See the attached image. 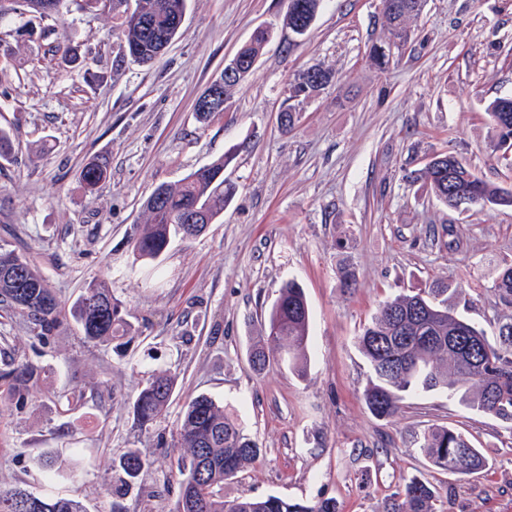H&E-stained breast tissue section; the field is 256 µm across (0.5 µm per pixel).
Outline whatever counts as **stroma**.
Instances as JSON below:
<instances>
[{
	"label": "stroma",
	"instance_id": "1",
	"mask_svg": "<svg viewBox=\"0 0 512 512\" xmlns=\"http://www.w3.org/2000/svg\"><path fill=\"white\" fill-rule=\"evenodd\" d=\"M287 11L288 0H191L183 35L150 66L121 58L110 11L76 0L55 18L0 21V128L11 142L0 245L37 265L64 305L91 280L107 282L131 326L108 351L71 328L45 346L22 311L0 310V365L22 352L42 369L35 401L0 398V489L53 492L88 512H172L179 412L204 393L261 448L254 467L225 481V499L332 497L338 512H384L417 476L437 489L438 512H512V425L441 392L407 396L396 419L375 417L356 344L379 303L435 282L488 338L512 321L492 291L512 266V207L451 209L420 177L450 153L512 189L485 112L512 95V0H426L383 71L367 59L386 38L380 0H325L297 46ZM259 28L271 35L253 75L201 126L198 99ZM315 65L339 80L282 132L288 81ZM228 153L236 192L218 221L158 260L136 259L131 241L154 188ZM93 157L110 178L91 194L79 175ZM290 279L311 313L307 375L277 362L256 374L249 347ZM165 369L178 374L167 417L138 430L137 383ZM435 425L466 433L489 469H432L411 435ZM128 448L154 465L117 501L113 463Z\"/></svg>",
	"mask_w": 512,
	"mask_h": 512
}]
</instances>
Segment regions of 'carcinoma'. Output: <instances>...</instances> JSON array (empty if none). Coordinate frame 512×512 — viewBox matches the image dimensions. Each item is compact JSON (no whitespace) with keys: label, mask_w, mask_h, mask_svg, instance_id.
<instances>
[{"label":"carcinoma","mask_w":512,"mask_h":512,"mask_svg":"<svg viewBox=\"0 0 512 512\" xmlns=\"http://www.w3.org/2000/svg\"><path fill=\"white\" fill-rule=\"evenodd\" d=\"M112 0L113 28L118 31L123 55L153 64L164 50L183 35L189 0H134V8H120ZM323 0H288L286 25L302 41L316 19ZM41 0H0V21L9 14L35 15ZM424 0H382L388 41L370 47L373 66L384 69L393 58L392 47L411 37L410 23ZM266 29H257L228 61L241 65L240 77L222 79L212 87L229 92L250 77L268 40ZM336 74L322 66L310 67L288 86L292 104L282 110L280 127L289 132L299 116V105L334 84ZM497 132L496 147L512 148V96L497 98L487 107ZM220 157L188 174L174 185L161 184L143 204L146 220L133 249L138 257L155 260L172 238L195 237L224 213L233 189L226 186ZM107 168L95 159L81 170V183L93 192L103 185ZM422 178L435 197L448 207H512V190L479 177L455 156L441 154L422 169ZM499 300L512 304V267L502 269L493 281ZM0 304L23 310L30 331L42 344L61 330L65 315L75 321L84 338L107 348L127 323L121 304L103 281L83 288L70 308L58 301L42 272L15 251L0 245ZM310 312L304 288L290 279L282 284L265 317L264 335L250 347L249 362L261 374L277 360L306 375L310 343ZM358 347L370 367L362 399L371 414L393 419L402 412L405 393L446 391L465 405L512 424V322L499 326L492 344L481 329L448 305V287L436 285L399 294L383 302L357 337ZM40 368L17 355L0 369L7 393L26 404L37 389ZM176 374L152 372L137 386L131 401L134 423L146 429L165 418L176 389ZM174 446L178 458L179 497L173 512H338L336 500L314 504L277 495L239 497L224 501V481L235 477L260 455L258 443L245 432L224 405L199 395L185 401L178 418ZM413 446L436 470L472 474L486 466L484 454L468 437L446 426L429 428L414 436ZM153 462L138 448L126 449L115 465L121 485L143 479ZM433 487L419 478L409 479L391 497L386 512H438ZM0 512H87L82 502L60 496L36 494L24 488L0 489Z\"/></svg>","instance_id":"cac0c4a2"}]
</instances>
